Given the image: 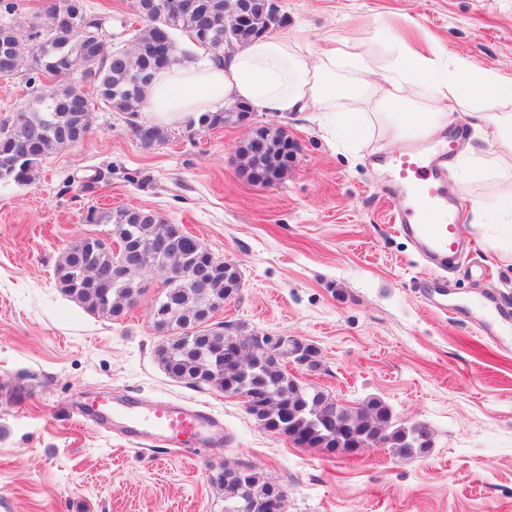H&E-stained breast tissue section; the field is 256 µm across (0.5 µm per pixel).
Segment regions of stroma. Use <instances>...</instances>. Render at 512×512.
<instances>
[{
    "label": "stroma",
    "mask_w": 512,
    "mask_h": 512,
    "mask_svg": "<svg viewBox=\"0 0 512 512\" xmlns=\"http://www.w3.org/2000/svg\"><path fill=\"white\" fill-rule=\"evenodd\" d=\"M279 33L312 45L354 39L375 66L385 43L461 56L512 81V0H275ZM454 121L480 158L451 160L458 234L472 249L448 275L450 297L490 296L512 312V264L470 225L490 208L503 174L475 118ZM284 130L297 146L285 177L262 187L240 169L249 123ZM164 144L144 148L123 113L95 102L92 131L48 156L27 185H0V512H224L208 471L242 460L279 484L285 512H512V343L494 346L474 326L432 313L423 261L391 218L403 207L381 187L372 159L401 151L372 119L328 139L315 113L251 112L248 123L187 136L169 122ZM90 192H82L86 182ZM147 208L183 226L242 275L239 295L215 313L319 350L317 371L289 365L345 405L385 401L397 424H427L430 450L410 460L387 448L328 458L261 429L242 400L173 378L151 307L164 292L154 271L120 319L86 311L57 287L63 249L85 236L91 205ZM204 404L227 444L201 450L139 441L82 410L92 394Z\"/></svg>",
    "instance_id": "stroma-1"
}]
</instances>
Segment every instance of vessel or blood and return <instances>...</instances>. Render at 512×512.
Wrapping results in <instances>:
<instances>
[{"mask_svg":"<svg viewBox=\"0 0 512 512\" xmlns=\"http://www.w3.org/2000/svg\"><path fill=\"white\" fill-rule=\"evenodd\" d=\"M454 151L453 143L434 148L412 147L382 157L387 179L385 195L406 202L398 214L399 228L428 263L430 278L423 290L428 307L450 316H463L476 325L481 335L494 342L504 338L502 324L507 316L474 298L465 304L448 303L438 282L450 258L461 250L456 226L462 217L460 200L446 187V171ZM86 410L101 420H114L132 437L172 446L221 441L223 434L211 412L165 400L142 403L131 399H88Z\"/></svg>","mask_w":512,"mask_h":512,"instance_id":"1","label":"vessel or blood"}]
</instances>
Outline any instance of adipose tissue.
<instances>
[{"mask_svg":"<svg viewBox=\"0 0 512 512\" xmlns=\"http://www.w3.org/2000/svg\"><path fill=\"white\" fill-rule=\"evenodd\" d=\"M388 50L391 62L377 69L350 42L314 48L271 32L227 55L159 72L146 102L165 123L235 100L274 116L318 112L332 132L339 114L360 101L376 108L393 141L437 132L455 108H467L492 129L496 160L512 166V82L492 70L475 72L462 57L443 64L410 52L400 39ZM473 227L495 253L512 259V181L501 186L493 214L476 215Z\"/></svg>","mask_w":512,"mask_h":512,"instance_id":"obj_1","label":"adipose tissue"}]
</instances>
